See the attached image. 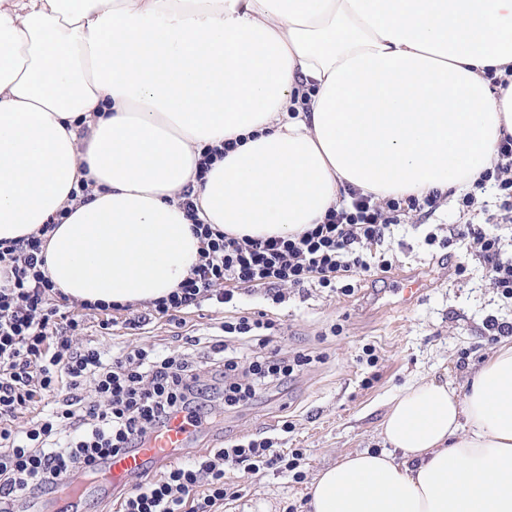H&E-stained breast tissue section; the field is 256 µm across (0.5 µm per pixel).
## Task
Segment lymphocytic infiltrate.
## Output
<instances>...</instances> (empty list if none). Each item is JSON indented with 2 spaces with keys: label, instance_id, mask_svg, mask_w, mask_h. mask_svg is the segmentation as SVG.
I'll list each match as a JSON object with an SVG mask.
<instances>
[{
  "label": "lymphocytic infiltrate",
  "instance_id": "obj_1",
  "mask_svg": "<svg viewBox=\"0 0 512 512\" xmlns=\"http://www.w3.org/2000/svg\"><path fill=\"white\" fill-rule=\"evenodd\" d=\"M496 188L505 209L512 210V136H505L492 168L481 173L471 192L460 200L472 208L479 192ZM348 201L329 209L320 223L293 238L232 237L198 222L192 189L180 197L192 231L200 241L199 262L176 291L142 307L97 302L87 304L95 315L123 316L124 325L137 329L152 316L176 319L178 314L206 301L226 304L245 285L281 302L282 286L324 288L354 292L361 276L372 268L387 269L385 257L367 259L372 247L385 241L390 225L411 211L435 212L442 195L389 198L376 201L372 194L348 188ZM0 242V267L6 280L0 284V512H16L24 500L56 495L55 479L77 480L93 476L98 462L141 446L177 417L205 428L213 419L211 395L222 394L236 406L256 397L262 384L293 375L304 358L278 355L257 357L241 367L229 355L230 341L272 342L273 322L264 313L243 315L225 322V336L212 342L206 359L194 360L188 352L158 353L143 348L107 354L74 343L79 319L61 313L59 290L42 271V236ZM470 240L476 257L487 266L502 298L512 300V258L504 257L499 236L478 224H452L445 244ZM92 384L93 397L83 396ZM67 386L71 396L64 408L47 414L24 429L14 421L36 394ZM301 449L282 451L269 438L239 439L210 449L188 465H173L160 479L142 482L127 491L119 512H213L228 495L224 470L247 473L271 470L302 479Z\"/></svg>",
  "mask_w": 512,
  "mask_h": 512
}]
</instances>
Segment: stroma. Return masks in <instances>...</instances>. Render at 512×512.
I'll return each mask as SVG.
<instances>
[{"instance_id": "obj_1", "label": "stroma", "mask_w": 512, "mask_h": 512, "mask_svg": "<svg viewBox=\"0 0 512 512\" xmlns=\"http://www.w3.org/2000/svg\"><path fill=\"white\" fill-rule=\"evenodd\" d=\"M466 223L512 238V214L500 209L493 194L480 195L465 212L450 191L435 212L408 213L391 227L385 241L391 269L362 277L352 294L287 287L284 301L275 304L261 292L242 290L230 303L207 301L185 314V333L202 341L197 356L206 355V342L221 336L222 322L263 310L276 325L272 346L250 342L237 345V352L267 355L276 349L284 356L307 359L293 379L269 387L255 401L230 407L221 396L212 397L217 418L194 447L182 450V461L242 437L278 436L282 449L304 452L300 482L288 473L227 470L224 480L232 494L220 512H307L308 482L320 469L343 454L382 447L384 416L410 382L435 379L465 390L470 372L499 340L489 330V321L512 326V303L493 287L473 253L460 244L443 248L426 241L428 233L442 238L449 225ZM401 276L424 279L428 288L418 302L393 311L384 302ZM66 312L84 318L83 340L108 353L135 346L185 347L174 336V323L165 317L152 319L140 330L105 329L99 318L84 317L77 303H69ZM368 343L378 356L372 366L360 359ZM286 420L294 425L288 434L281 431Z\"/></svg>"}]
</instances>
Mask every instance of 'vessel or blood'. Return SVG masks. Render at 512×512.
<instances>
[{
    "label": "vessel or blood",
    "instance_id": "1",
    "mask_svg": "<svg viewBox=\"0 0 512 512\" xmlns=\"http://www.w3.org/2000/svg\"><path fill=\"white\" fill-rule=\"evenodd\" d=\"M425 289L423 280L402 278L394 290L398 306L403 307L419 300ZM195 439V427L179 416L157 432L146 445L120 452L102 461L92 481L74 484L69 478H61L60 484L66 489L70 512H89L90 503L99 497L108 496L116 489L134 488L144 471L173 463L176 449L190 447Z\"/></svg>",
    "mask_w": 512,
    "mask_h": 512
}]
</instances>
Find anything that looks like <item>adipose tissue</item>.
<instances>
[{"label": "adipose tissue", "instance_id": "ef3b65f1", "mask_svg": "<svg viewBox=\"0 0 512 512\" xmlns=\"http://www.w3.org/2000/svg\"><path fill=\"white\" fill-rule=\"evenodd\" d=\"M509 70L512 0H0V241L67 211L56 288L148 303L199 261L185 187L196 219L254 238L350 187L469 189L512 135ZM381 434L315 475L310 512H512V338L465 392L408 384Z\"/></svg>", "mask_w": 512, "mask_h": 512}]
</instances>
